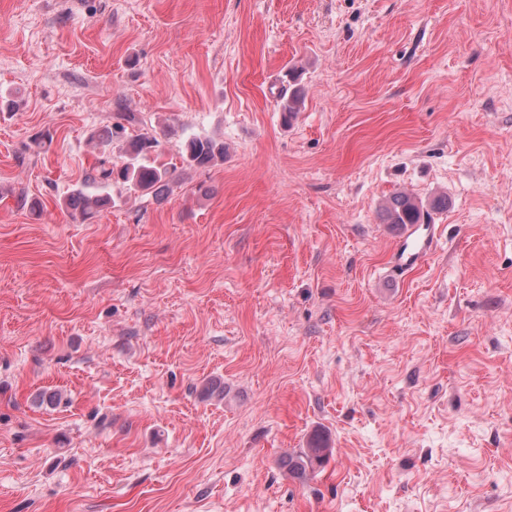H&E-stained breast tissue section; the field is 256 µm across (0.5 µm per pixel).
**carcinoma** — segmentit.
<instances>
[{
	"instance_id": "obj_1",
	"label": "carcinoma",
	"mask_w": 512,
	"mask_h": 512,
	"mask_svg": "<svg viewBox=\"0 0 512 512\" xmlns=\"http://www.w3.org/2000/svg\"><path fill=\"white\" fill-rule=\"evenodd\" d=\"M290 80L292 85L288 86V94L280 96V112L286 122L300 109L304 95L298 76L292 75ZM159 145L157 137L146 130L126 141L122 148L125 159L122 165L103 156L98 158L86 171L81 187L66 198L65 205L80 211L86 219L92 218L112 206V196L106 192V188L115 180L122 181L128 191L142 195L158 196L169 191L174 182L173 170L157 162ZM182 158L189 166L208 167L224 159V143L208 137L192 136L183 144ZM446 207V198L437 197L426 204L413 194L400 191L383 206L381 220L396 227L428 224L432 211ZM330 453L328 444L316 435L308 447L288 456V471L306 477L321 469Z\"/></svg>"
}]
</instances>
